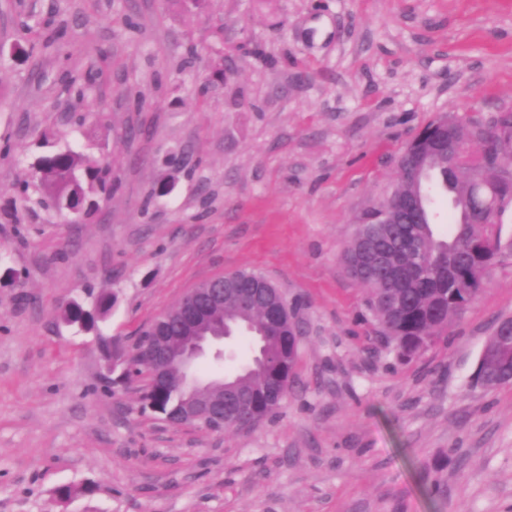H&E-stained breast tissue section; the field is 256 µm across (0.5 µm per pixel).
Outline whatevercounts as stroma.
<instances>
[{"label":"stroma","instance_id":"35a3bbf8","mask_svg":"<svg viewBox=\"0 0 512 512\" xmlns=\"http://www.w3.org/2000/svg\"><path fill=\"white\" fill-rule=\"evenodd\" d=\"M472 107L512 108V0H0V512H512V385L474 384L512 257L406 364L343 259L407 143ZM45 132L111 165L84 223L13 192ZM239 270L299 306L288 397L250 431L171 426L134 341Z\"/></svg>","mask_w":512,"mask_h":512}]
</instances>
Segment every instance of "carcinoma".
<instances>
[{
  "label": "carcinoma",
  "instance_id": "cac0c4a2",
  "mask_svg": "<svg viewBox=\"0 0 512 512\" xmlns=\"http://www.w3.org/2000/svg\"><path fill=\"white\" fill-rule=\"evenodd\" d=\"M463 136L473 145H484V159L496 166L501 151L512 152V112H503L497 120L486 125L471 121L464 127ZM412 159L403 153L397 161L398 186L384 206L397 209L414 198L422 206L418 222L400 232L397 224H382L375 208L366 210L359 229L381 240L389 251V265L402 275L391 276L386 269L364 265L359 246L351 243L345 254L346 265L352 277L370 289L367 308L381 327L380 341L388 352L400 361H409L427 350L460 316L482 291L485 282L505 251H512V239L501 238L498 221L484 224L468 205L472 191L463 175L448 169L444 153L431 154L427 167L419 177L405 174ZM48 177L41 186L45 191L44 203L55 207L57 203L97 188L112 192L110 166H93L69 149L52 155L47 167ZM448 198L452 211V227L441 235L435 229L436 217L429 189ZM512 206V180L503 179L498 188L494 216ZM509 319L498 321L487 352L496 353L494 360L481 363L476 384L490 389L506 382L512 370V354L502 350L501 331ZM226 331L234 333L241 327L250 328L253 345L251 359L237 371L227 375V382L236 384L249 395H255L249 410V424L253 428L281 406L257 396L265 387L275 384L289 389L292 375L288 364V341L282 336L288 324L271 330L264 307L248 304L230 295L224 300ZM171 390L158 387L144 392L146 406L161 415L171 402Z\"/></svg>",
  "mask_w": 512,
  "mask_h": 512
}]
</instances>
